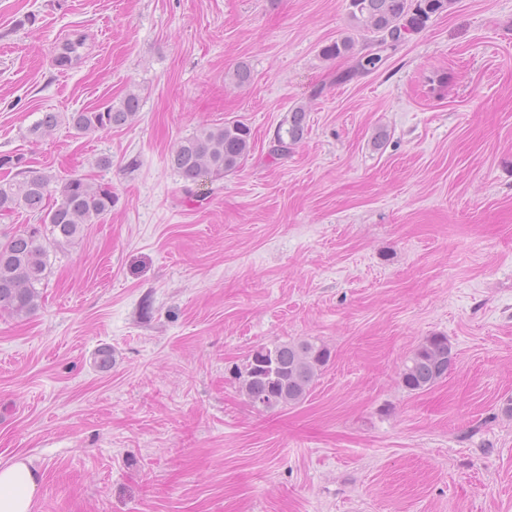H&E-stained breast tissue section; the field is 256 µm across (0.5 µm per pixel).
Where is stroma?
<instances>
[{
    "mask_svg": "<svg viewBox=\"0 0 512 512\" xmlns=\"http://www.w3.org/2000/svg\"><path fill=\"white\" fill-rule=\"evenodd\" d=\"M352 27L346 0H0V155L115 197L33 313L0 311V465L40 469L32 512H512V0H454L340 84L321 50ZM130 91L122 127L29 132ZM235 120L244 164L184 183L173 145ZM435 334L456 360L409 393ZM303 339L332 353L310 394L250 408L232 369ZM84 45L82 37L65 38L56 48V54L53 58L54 65L60 69L70 66L73 61L79 59V50ZM284 125L287 127L284 128ZM307 126V112L304 107H296L289 113L288 119L277 129L270 154L272 156L288 155L292 146L304 135ZM454 360L455 353L446 336L426 337L403 361L400 383L409 392H425L448 375Z\"/></svg>",
    "mask_w": 512,
    "mask_h": 512,
    "instance_id": "1",
    "label": "stroma"
}]
</instances>
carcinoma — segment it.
Masks as SVG:
<instances>
[{
    "label": "carcinoma",
    "mask_w": 512,
    "mask_h": 512,
    "mask_svg": "<svg viewBox=\"0 0 512 512\" xmlns=\"http://www.w3.org/2000/svg\"><path fill=\"white\" fill-rule=\"evenodd\" d=\"M450 5L451 0H348L356 31L376 35L378 49L357 55L354 36L345 35L324 46L321 54L326 59H353L350 70L337 75L340 82L356 74L374 72L383 64V51L425 28L432 17L447 11ZM83 45L81 37L61 41L53 58L54 65L60 69L70 66L79 59ZM139 110V94L129 92L117 105L71 113L70 122L79 132L112 129L128 123ZM59 118L57 112L43 113L31 126L30 133L39 137L53 130ZM306 126L305 108L292 109L285 125L277 129L270 154L287 155L303 138ZM251 139L250 127L241 121L203 126L176 143L169 163L185 183L221 177L244 163ZM0 168L14 172L11 180L0 182V212L23 208L40 220L23 231L0 237V310L23 316L37 308V286L46 278L48 245L42 227L50 225L52 242L56 245L73 242L85 225L111 210L112 191L108 186H95L80 177L57 186L52 176L27 169L23 158L17 155H0ZM330 358L329 348L316 340H278L255 347L235 377L253 410L272 412L302 402ZM454 360L448 337L428 336L403 361L400 383L410 392H425L448 375Z\"/></svg>",
    "instance_id": "1"
}]
</instances>
